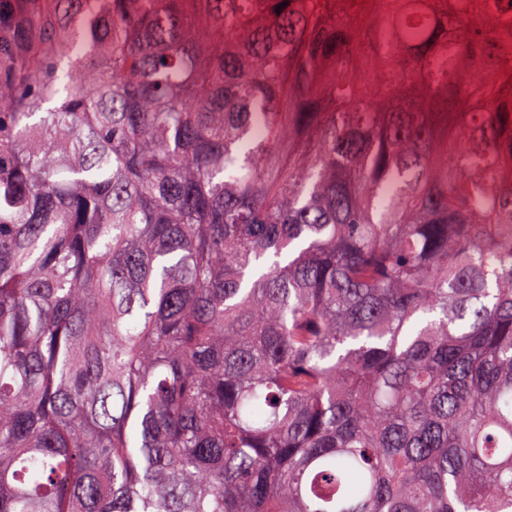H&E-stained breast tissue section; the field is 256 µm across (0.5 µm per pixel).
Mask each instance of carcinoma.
Wrapping results in <instances>:
<instances>
[{
    "mask_svg": "<svg viewBox=\"0 0 512 512\" xmlns=\"http://www.w3.org/2000/svg\"><path fill=\"white\" fill-rule=\"evenodd\" d=\"M83 2L0 41V512H512V0Z\"/></svg>",
    "mask_w": 512,
    "mask_h": 512,
    "instance_id": "carcinoma-1",
    "label": "carcinoma"
}]
</instances>
